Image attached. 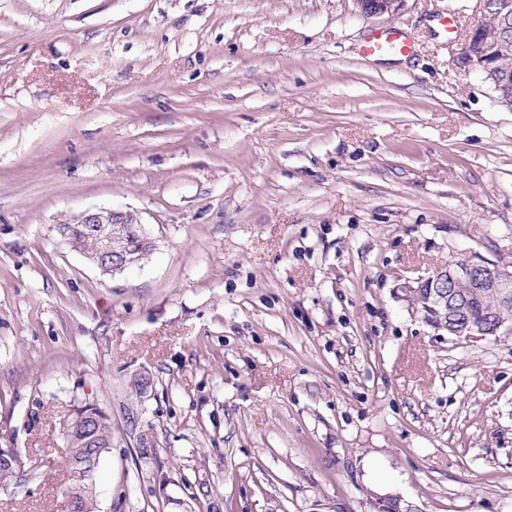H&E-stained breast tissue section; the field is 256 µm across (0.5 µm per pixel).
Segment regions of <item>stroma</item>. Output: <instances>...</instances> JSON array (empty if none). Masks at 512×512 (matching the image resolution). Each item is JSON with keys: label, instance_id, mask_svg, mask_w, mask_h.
I'll list each match as a JSON object with an SVG mask.
<instances>
[{"label": "stroma", "instance_id": "1", "mask_svg": "<svg viewBox=\"0 0 512 512\" xmlns=\"http://www.w3.org/2000/svg\"><path fill=\"white\" fill-rule=\"evenodd\" d=\"M476 17L0 0V512H61L86 403L96 512H512V334L452 343L400 290L512 264V108L456 62ZM391 27L415 53L363 57ZM91 208L139 214L141 268L63 244ZM63 434L69 448L68 466L84 468L86 478L67 489V498L74 497L82 503L83 512H95L93 477L90 462L84 461L89 448H102L100 457L112 443V426L107 415L94 404H84L63 422Z\"/></svg>", "mask_w": 512, "mask_h": 512}]
</instances>
